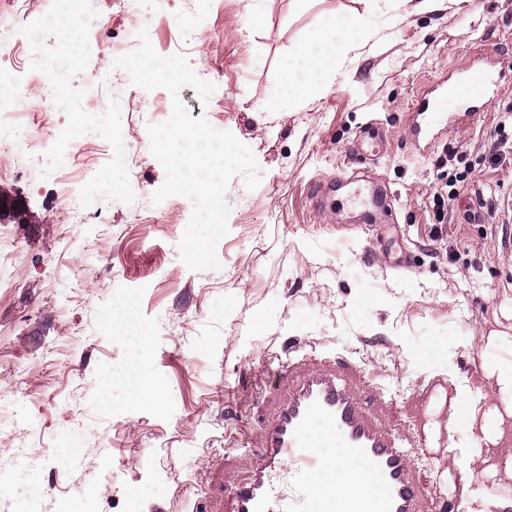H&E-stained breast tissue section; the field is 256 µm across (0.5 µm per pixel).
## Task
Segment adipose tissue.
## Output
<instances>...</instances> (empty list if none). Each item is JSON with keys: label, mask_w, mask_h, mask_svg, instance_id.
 <instances>
[{"label": "adipose tissue", "mask_w": 512, "mask_h": 512, "mask_svg": "<svg viewBox=\"0 0 512 512\" xmlns=\"http://www.w3.org/2000/svg\"><path fill=\"white\" fill-rule=\"evenodd\" d=\"M371 38L363 14L356 10L350 11L342 20L314 28L284 67L285 94L295 93L303 99L325 90L343 63L345 53L363 48ZM459 405L466 419L479 424L478 446L495 445L504 438V418L512 416V404L502 409L490 405L479 415L472 411L469 399H460Z\"/></svg>", "instance_id": "adipose-tissue-1"}]
</instances>
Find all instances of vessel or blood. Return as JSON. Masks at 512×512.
<instances>
[{
  "instance_id": "obj_1",
  "label": "vessel or blood",
  "mask_w": 512,
  "mask_h": 512,
  "mask_svg": "<svg viewBox=\"0 0 512 512\" xmlns=\"http://www.w3.org/2000/svg\"><path fill=\"white\" fill-rule=\"evenodd\" d=\"M512 76V60L458 73L460 94L433 91L418 101L421 120L408 131L416 145H425L436 131L457 125L460 117L475 116L499 81ZM389 145L385 130L367 124L356 143L357 153L377 160ZM359 363L339 352L297 349L284 357L271 356L264 374L278 379L287 395L268 392L275 407L264 420L257 443L245 435L230 437L237 453L254 461L247 481L225 485L227 512H304L305 503L321 496L322 512H446L447 492L426 496L414 477L415 458L406 440L381 428L369 416L356 385ZM423 391L435 418L448 413V386L438 378ZM336 450L333 458L322 449ZM334 472L335 485H320L322 474Z\"/></svg>"
}]
</instances>
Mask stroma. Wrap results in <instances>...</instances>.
<instances>
[{"label": "stroma", "instance_id": "stroma-1", "mask_svg": "<svg viewBox=\"0 0 512 512\" xmlns=\"http://www.w3.org/2000/svg\"><path fill=\"white\" fill-rule=\"evenodd\" d=\"M91 37L123 44L148 28L156 51L207 65L215 92L180 97L192 117L232 132L262 171L255 190L235 177L226 192L229 232L218 270H192L178 244L193 211L173 196L153 204L165 172L147 127L166 121L172 98L128 74L108 55L82 52L66 27L48 30L45 53L75 54L63 94L84 112V185L104 199L101 217L75 212L60 194L53 153L67 133L48 114L50 139L24 176L0 178L22 201L0 219V512H223L227 479L247 480L250 460L225 457L224 436L259 435V414L239 416L241 370L261 367L288 344L317 343L359 358L369 410L417 438L429 411L421 381L440 377L454 394L481 391L500 403L489 365L512 362V152H497L496 128L512 117V79L477 119L423 149L407 138L418 93L482 65L479 49L512 59V0H446L415 14L397 0H371L373 38L349 53L330 89L295 104L282 69L307 34L353 0H95ZM124 108H100L102 96ZM370 121L389 131V154L366 161L353 142ZM119 133L134 161L104 163L100 145ZM472 169L436 226L433 196L448 180L449 152ZM352 176L393 195L380 233L388 250L367 249L359 212L344 195L315 205L318 191ZM122 194H112L113 183ZM130 319L99 323L103 307ZM151 323L134 352L130 321ZM383 396H375V389ZM492 452L494 477L477 475L465 512H512V417ZM84 450L67 465L56 451L72 435ZM52 495H43V488Z\"/></svg>", "mask_w": 512, "mask_h": 512}]
</instances>
